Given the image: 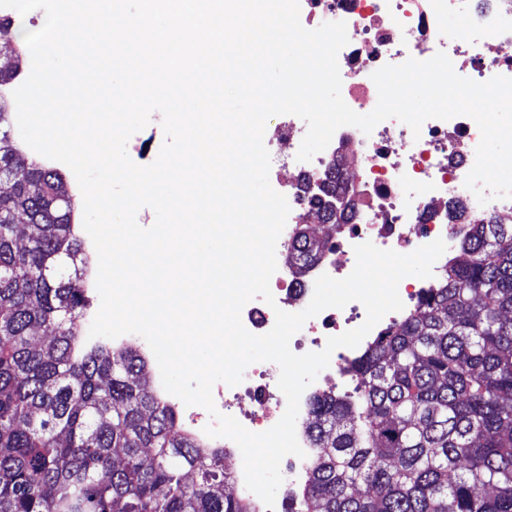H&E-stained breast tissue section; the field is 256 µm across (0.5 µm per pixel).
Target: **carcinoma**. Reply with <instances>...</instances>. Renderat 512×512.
<instances>
[{
  "label": "carcinoma",
  "mask_w": 512,
  "mask_h": 512,
  "mask_svg": "<svg viewBox=\"0 0 512 512\" xmlns=\"http://www.w3.org/2000/svg\"><path fill=\"white\" fill-rule=\"evenodd\" d=\"M20 62L0 58L1 87ZM10 108L0 98V512H256L224 494V453L150 390L137 350L85 344L90 261L67 183L11 143ZM330 193L326 224L344 203ZM321 234L298 228L296 277ZM343 372L353 392L313 396L287 512H512V224L464 225L437 285Z\"/></svg>",
  "instance_id": "cac0c4a2"
}]
</instances>
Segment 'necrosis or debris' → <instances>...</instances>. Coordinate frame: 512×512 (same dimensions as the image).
Returning a JSON list of instances; mask_svg holds the SVG:
<instances>
[{"mask_svg": "<svg viewBox=\"0 0 512 512\" xmlns=\"http://www.w3.org/2000/svg\"><path fill=\"white\" fill-rule=\"evenodd\" d=\"M299 2L306 29L345 22L349 42L338 54L341 95L355 112L372 111L377 104L374 71L410 58L425 61L440 51L454 59L460 76L478 82L498 75L512 78V0ZM452 15L462 17L461 27L449 28ZM306 130L305 122L291 114L264 138L271 171L290 206L278 252L286 254L296 225L307 223L317 212L314 196L331 169L345 191L343 222L302 281H295L286 261H278L270 279L274 304L256 298L242 310V322L253 334H265L273 327L275 309L290 313L305 309L321 274L337 279L348 276L356 262L355 245L369 241L378 248L408 254L437 239L450 244L462 233L456 218L461 211L512 222V199L482 205L464 185L481 138L469 117L426 120L417 135L394 118L379 123L368 135L344 126L334 133L324 153L301 162L297 153ZM364 320L365 307L357 301L326 309L305 322L292 337L290 348L299 355L322 350L328 337L357 328ZM279 373L278 365L271 362L247 367L238 385L216 383L217 410L233 416L249 431L270 429L286 409L285 398L276 393ZM172 404L201 446L224 450L234 485L245 489L244 471L235 465V442L205 434L211 417L203 407L185 406L177 398Z\"/></svg>", "mask_w": 512, "mask_h": 512, "instance_id": "obj_1", "label": "necrosis or debris"}]
</instances>
